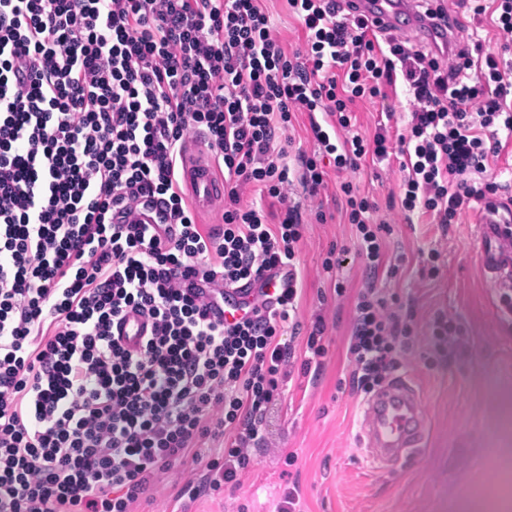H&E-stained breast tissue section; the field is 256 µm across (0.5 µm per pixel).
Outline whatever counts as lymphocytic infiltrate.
<instances>
[{
  "mask_svg": "<svg viewBox=\"0 0 512 512\" xmlns=\"http://www.w3.org/2000/svg\"><path fill=\"white\" fill-rule=\"evenodd\" d=\"M286 2L292 50L262 0H0V512H131L191 458L209 489L237 487L294 357L281 338L301 327L304 214L330 173L373 276L353 307V388L411 356L415 314L375 282L401 269L391 227L357 175L399 153L401 212L441 225L497 197L512 62L458 39L418 49L354 0ZM399 87L400 132L390 107L360 135L357 103ZM301 113L310 151L288 135ZM193 140L224 178L212 229L180 180ZM279 271L276 299L225 323L226 289ZM130 312L151 323L134 350L113 334Z\"/></svg>",
  "mask_w": 512,
  "mask_h": 512,
  "instance_id": "f902f5d3",
  "label": "lymphocytic infiltrate"
}]
</instances>
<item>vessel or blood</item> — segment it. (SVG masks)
<instances>
[{
	"instance_id": "obj_1",
	"label": "vessel or blood",
	"mask_w": 512,
	"mask_h": 512,
	"mask_svg": "<svg viewBox=\"0 0 512 512\" xmlns=\"http://www.w3.org/2000/svg\"><path fill=\"white\" fill-rule=\"evenodd\" d=\"M360 12L368 21L396 26L405 12L402 0H360ZM404 33L424 34L439 49H447L450 30L446 27L423 29L419 21L402 26ZM184 166V184L190 202L200 212L214 211L224 199V184L213 169L199 157L196 146H189ZM482 222L484 232L495 243L482 252V265L494 281L512 286V233L497 206H486ZM149 331L141 315L128 314L114 333L130 347L139 346ZM425 430L422 398L405 377L397 376L384 384L365 402L360 439L366 456L379 465L393 468L405 462L421 448Z\"/></svg>"
}]
</instances>
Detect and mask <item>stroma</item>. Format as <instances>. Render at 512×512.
Here are the masks:
<instances>
[{"label":"stroma","instance_id":"stroma-1","mask_svg":"<svg viewBox=\"0 0 512 512\" xmlns=\"http://www.w3.org/2000/svg\"><path fill=\"white\" fill-rule=\"evenodd\" d=\"M400 179L395 157L360 176L382 206L381 219L393 229L390 255L403 258L400 275L385 287L413 299L419 311L417 355L401 373L423 399L426 433L420 452L389 470L367 460L359 445L364 397L349 384L346 341L354 300L371 275L354 257L352 226L334 218L340 202L331 186L321 202L333 218L307 225L298 254L303 284L298 319L307 327L320 313L328 323L322 368L316 376H302L307 337L292 338L291 380L263 424L264 443L249 448L251 463L239 474L236 489L204 490V463L189 461L159 475L134 512H282L289 494L296 512H495L476 494L498 481L494 449L512 448V435L500 428L502 410L512 404V320L500 314L499 289L481 264L477 211L446 231L425 216L405 220L385 207ZM422 248L441 252L435 279L420 274ZM331 251L342 264L329 274L322 262ZM337 279L346 286L341 298L333 291ZM439 315L455 319L464 344L432 349ZM426 351L431 358L424 362L419 355ZM189 484L202 486L197 498L185 494Z\"/></svg>","mask_w":512,"mask_h":512}]
</instances>
